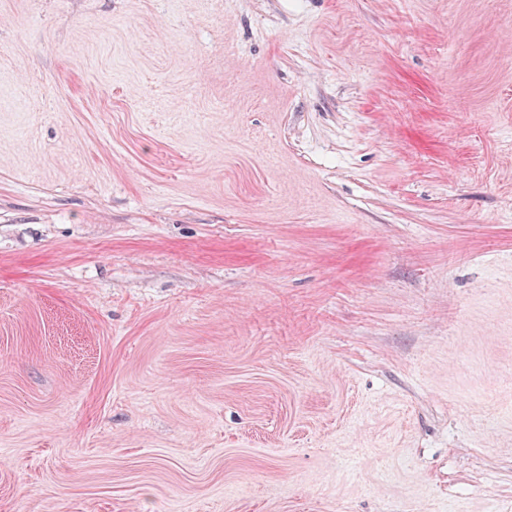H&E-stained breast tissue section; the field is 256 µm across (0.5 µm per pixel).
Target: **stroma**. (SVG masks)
<instances>
[{
  "label": "stroma",
  "instance_id": "1",
  "mask_svg": "<svg viewBox=\"0 0 512 512\" xmlns=\"http://www.w3.org/2000/svg\"><path fill=\"white\" fill-rule=\"evenodd\" d=\"M0 512H512V0H0Z\"/></svg>",
  "mask_w": 512,
  "mask_h": 512
}]
</instances>
